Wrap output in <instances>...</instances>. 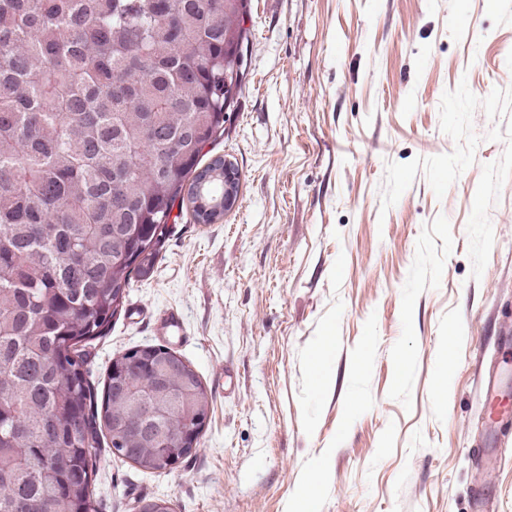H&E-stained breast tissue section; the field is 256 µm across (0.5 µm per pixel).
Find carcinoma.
Wrapping results in <instances>:
<instances>
[{"label": "carcinoma", "mask_w": 512, "mask_h": 512, "mask_svg": "<svg viewBox=\"0 0 512 512\" xmlns=\"http://www.w3.org/2000/svg\"><path fill=\"white\" fill-rule=\"evenodd\" d=\"M247 0H0V512H95L88 445L140 469L207 416L197 373L146 345L112 359L101 405L86 346L156 258L176 202L211 224L247 48ZM168 365L180 420L129 417Z\"/></svg>", "instance_id": "1"}]
</instances>
